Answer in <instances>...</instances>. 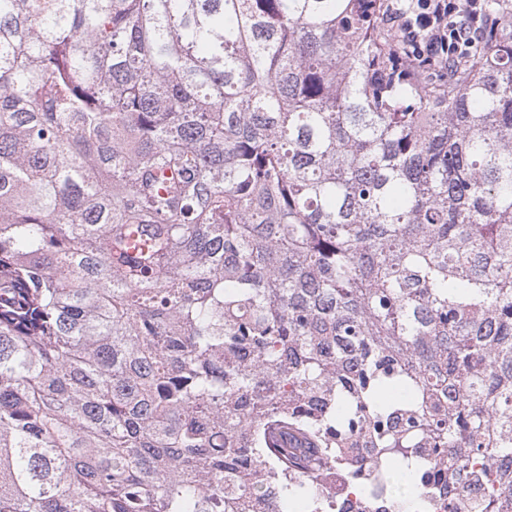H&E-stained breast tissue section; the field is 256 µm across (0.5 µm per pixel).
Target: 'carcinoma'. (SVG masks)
Segmentation results:
<instances>
[{"instance_id":"1","label":"carcinoma","mask_w":512,"mask_h":512,"mask_svg":"<svg viewBox=\"0 0 512 512\" xmlns=\"http://www.w3.org/2000/svg\"><path fill=\"white\" fill-rule=\"evenodd\" d=\"M385 10L0 0V512H512V3ZM389 2L386 17L398 28L404 42L414 46L417 55L428 64L444 68L447 72L448 62L462 56L481 37L482 9L479 5L484 0L467 1L472 8L461 20L456 19V0ZM326 488L329 491L328 501L329 505L340 504L338 511L340 512H382L385 503L390 499L394 505H397V499L393 495L392 485L385 475V480L378 488L377 495L371 500L372 510L369 504L360 501L357 497L348 492V484L341 475L339 469H336V474L329 475L324 481Z\"/></svg>"}]
</instances>
